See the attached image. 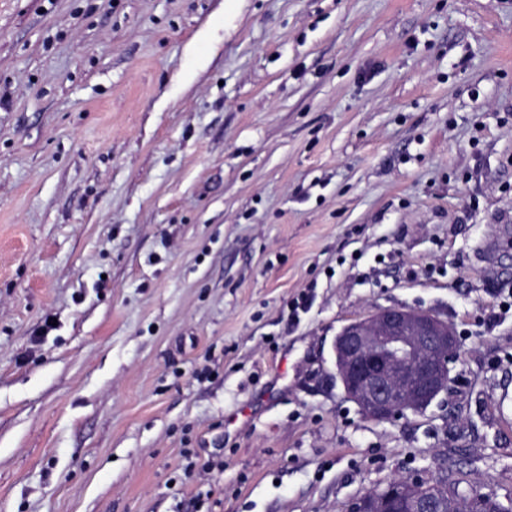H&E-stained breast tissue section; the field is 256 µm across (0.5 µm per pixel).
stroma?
<instances>
[{"mask_svg": "<svg viewBox=\"0 0 512 512\" xmlns=\"http://www.w3.org/2000/svg\"><path fill=\"white\" fill-rule=\"evenodd\" d=\"M447 321L364 417L333 343ZM512 507V0H0V512ZM458 346L448 322L429 311L379 307L337 334L336 376L362 415L394 421L424 413L448 392ZM445 480V479H444ZM419 480L410 477H398L392 479L383 489H374L370 493L358 499L351 507V512H391L390 505L398 495L409 492L407 498L408 512H439L440 504L443 512H471V509L479 506L477 500H481L484 509H497L502 507L496 501L482 497L472 499L458 492L456 482H444L447 496L440 500L434 492H426V487L413 492ZM412 491H409V490ZM476 502V503H475Z\"/></svg>", "mask_w": 512, "mask_h": 512, "instance_id": "stroma-1", "label": "stroma"}]
</instances>
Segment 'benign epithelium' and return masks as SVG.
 I'll return each instance as SVG.
<instances>
[{"label":"benign epithelium","instance_id":"obj_1","mask_svg":"<svg viewBox=\"0 0 512 512\" xmlns=\"http://www.w3.org/2000/svg\"><path fill=\"white\" fill-rule=\"evenodd\" d=\"M458 339L448 322L429 311L379 307L344 325L334 343L336 376L347 399L372 420L394 421L424 413L448 392ZM419 480L392 479L358 499L351 512H391L408 490L407 512H439L433 492L415 490Z\"/></svg>","mask_w":512,"mask_h":512}]
</instances>
